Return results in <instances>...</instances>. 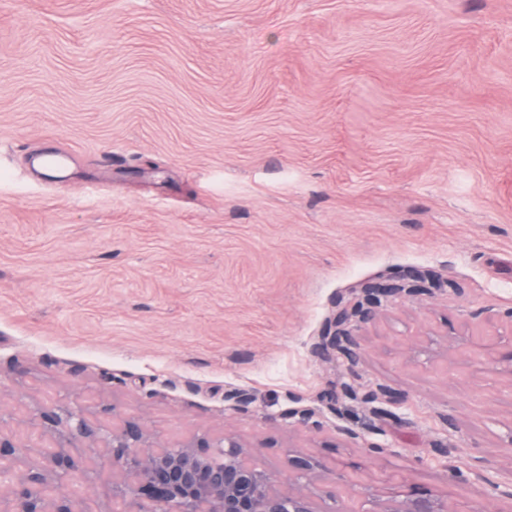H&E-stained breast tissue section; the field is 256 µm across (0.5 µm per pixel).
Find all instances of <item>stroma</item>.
Listing matches in <instances>:
<instances>
[{
  "instance_id": "obj_1",
  "label": "stroma",
  "mask_w": 512,
  "mask_h": 512,
  "mask_svg": "<svg viewBox=\"0 0 512 512\" xmlns=\"http://www.w3.org/2000/svg\"><path fill=\"white\" fill-rule=\"evenodd\" d=\"M409 267L462 296L389 306L354 368L312 355L337 297ZM510 309L512 0H0V386L474 497L472 456L512 475V402L448 343ZM344 382L412 426L344 398L289 428ZM341 396L350 397L359 400L366 406L369 413L379 418H389L396 423L404 426H411L413 421L405 416H401L393 411L399 409L404 401L405 396L394 391L384 385L371 386L365 392L360 393L352 384L345 383L340 387L339 392L334 389L324 397L322 402L330 410L336 409V402Z\"/></svg>"
}]
</instances>
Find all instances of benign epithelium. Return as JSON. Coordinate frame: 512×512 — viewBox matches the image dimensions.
<instances>
[{
    "instance_id": "benign-epithelium-1",
    "label": "benign epithelium",
    "mask_w": 512,
    "mask_h": 512,
    "mask_svg": "<svg viewBox=\"0 0 512 512\" xmlns=\"http://www.w3.org/2000/svg\"><path fill=\"white\" fill-rule=\"evenodd\" d=\"M434 289L463 292L417 268L365 283L352 299L333 303L312 353L353 368L364 332L383 308ZM501 343L500 335H471L458 341L455 350L479 347L480 355L464 358L471 371H491L512 381V350L499 354ZM342 396L359 400L375 417L413 424L396 413L405 396L384 385L361 393L345 383L323 402L334 410ZM224 400L237 411L253 402L242 390L226 393ZM288 425L316 429L318 410L292 408ZM336 431L346 442L383 451L352 429ZM258 448L229 431L193 432L172 441L144 418L122 417L115 407L82 393L33 400L20 376L12 390L0 391V512H349L340 491L357 483L358 471L338 463L321 472L320 464L299 447L290 448L284 462L265 465ZM490 465L484 456L470 465L472 480L482 484L478 498L450 500L399 478L390 481L388 490L364 496L359 512H504L501 503H512V479H491ZM77 479L91 495L77 498L69 492Z\"/></svg>"
}]
</instances>
